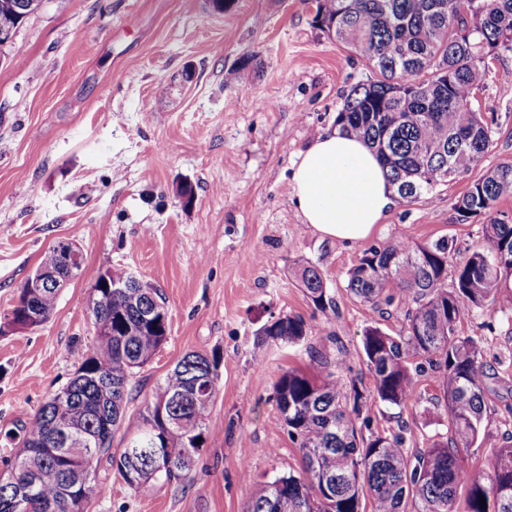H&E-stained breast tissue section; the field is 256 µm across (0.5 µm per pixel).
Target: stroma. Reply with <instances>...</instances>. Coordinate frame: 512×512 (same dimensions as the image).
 <instances>
[{
    "mask_svg": "<svg viewBox=\"0 0 512 512\" xmlns=\"http://www.w3.org/2000/svg\"><path fill=\"white\" fill-rule=\"evenodd\" d=\"M313 0H43L0 47V462L9 434L64 387L95 336L88 302L106 269L158 286L169 336L128 386L130 423L112 438L120 452L157 384L185 354H217V395L190 482L130 488L107 460L105 492L86 512H250L267 482L298 470L299 449L276 406L275 384L294 367L318 373L312 350L345 351V380L372 390L362 336L403 330L405 306L380 312L348 290L362 253L393 240L448 239L454 264L483 240V223H459L454 199L469 179L396 202L385 224L349 245L303 223L292 164L319 131L336 126L352 86L371 80L361 57L313 20ZM240 78L229 72L240 60ZM474 106L493 129L479 163L512 161V52L489 63ZM191 184L192 200L179 193ZM63 238L83 253L82 276L35 329L4 326L18 290ZM322 271L336 302L328 330L296 277ZM311 320L307 341L253 356L259 328L280 315ZM460 336L477 339L497 375L482 431L465 451L486 471L512 432V297L465 315ZM421 393L405 406L369 403L370 427L403 432L410 450L447 439L448 415L425 358Z\"/></svg>",
    "mask_w": 512,
    "mask_h": 512,
    "instance_id": "35a3bbf8",
    "label": "stroma"
}]
</instances>
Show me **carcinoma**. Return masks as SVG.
Segmentation results:
<instances>
[{"label":"carcinoma","mask_w":512,"mask_h":512,"mask_svg":"<svg viewBox=\"0 0 512 512\" xmlns=\"http://www.w3.org/2000/svg\"><path fill=\"white\" fill-rule=\"evenodd\" d=\"M459 0H315L316 23L368 62L375 78L354 85L336 126L364 139L388 169L398 198L411 202L424 192L478 166L493 145V130L468 105L489 71V61L512 51V0H470L463 15ZM512 194V161L480 172L453 203L456 220L481 219L483 242L456 268L448 282V240H395L371 247L350 269L348 288L378 309L407 305V324L391 336L365 330L364 361L373 378V397L401 407L418 394L420 370L409 357L436 365L435 382L445 398L451 436L416 453L402 433L370 430L362 416L367 402L356 382L340 374L347 355L315 359L325 374L289 368L276 383L275 402L302 464L267 483L251 512H512V436L489 460L486 476L461 457L481 432L485 394L493 374L478 341L457 335L462 316L492 306L512 280V222L499 217L497 202ZM112 282L97 297L95 340L77 359V378L61 389L62 408L48 402L22 426L20 451L7 464L0 484V512H68L74 499L88 502L105 486L94 483V462L109 457L115 473L132 489L156 480H192L216 391L202 398L196 385L218 362L198 352L185 354L157 384L142 416L138 445L111 453L105 423L117 431L127 420L125 389L135 371L166 342L169 313L163 293L125 271L106 270ZM298 279L315 311L329 322L336 315L320 269L301 264ZM60 289L32 296L19 291L12 315L28 310L48 320ZM313 326L301 316H284L258 330L254 357L277 344H298ZM112 378L114 403L99 383ZM467 489L465 506L458 494ZM486 507H481L480 498Z\"/></svg>","instance_id":"carcinoma-1"}]
</instances>
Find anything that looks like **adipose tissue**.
Instances as JSON below:
<instances>
[{"instance_id": "1", "label": "adipose tissue", "mask_w": 512, "mask_h": 512, "mask_svg": "<svg viewBox=\"0 0 512 512\" xmlns=\"http://www.w3.org/2000/svg\"><path fill=\"white\" fill-rule=\"evenodd\" d=\"M293 196L305 224L321 237L349 243L368 238L395 205L372 150L336 129L318 133L298 152Z\"/></svg>"}]
</instances>
